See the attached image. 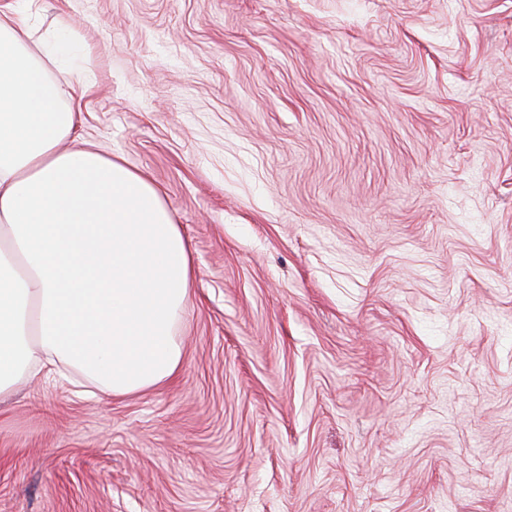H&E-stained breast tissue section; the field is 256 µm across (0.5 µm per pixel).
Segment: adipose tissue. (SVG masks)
Here are the masks:
<instances>
[{"instance_id":"1","label":"adipose tissue","mask_w":512,"mask_h":512,"mask_svg":"<svg viewBox=\"0 0 512 512\" xmlns=\"http://www.w3.org/2000/svg\"><path fill=\"white\" fill-rule=\"evenodd\" d=\"M39 8L0 9V397L49 364L126 396L178 373L192 259L155 186L75 143L84 79L49 73L68 34L33 44Z\"/></svg>"}]
</instances>
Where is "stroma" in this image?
I'll return each mask as SVG.
<instances>
[{
    "label": "stroma",
    "mask_w": 512,
    "mask_h": 512,
    "mask_svg": "<svg viewBox=\"0 0 512 512\" xmlns=\"http://www.w3.org/2000/svg\"><path fill=\"white\" fill-rule=\"evenodd\" d=\"M60 16L195 278L171 382L0 399V512H512V0Z\"/></svg>",
    "instance_id": "35a3bbf8"
}]
</instances>
